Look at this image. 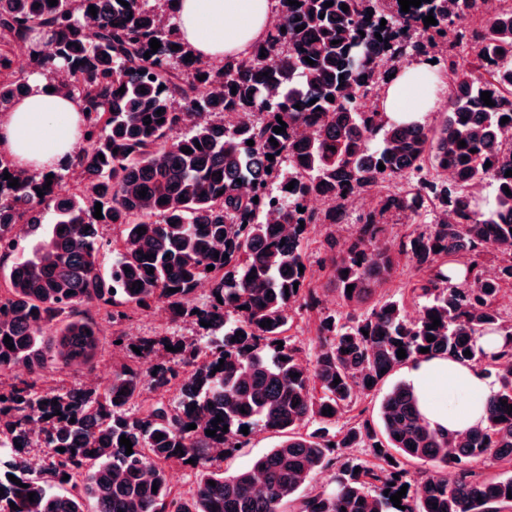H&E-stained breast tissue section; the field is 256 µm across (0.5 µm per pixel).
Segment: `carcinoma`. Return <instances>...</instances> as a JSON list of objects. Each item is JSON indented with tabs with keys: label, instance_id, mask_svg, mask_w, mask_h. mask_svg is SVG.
<instances>
[{
	"label": "carcinoma",
	"instance_id": "carcinoma-1",
	"mask_svg": "<svg viewBox=\"0 0 512 512\" xmlns=\"http://www.w3.org/2000/svg\"><path fill=\"white\" fill-rule=\"evenodd\" d=\"M126 2L0 0V113L30 91L36 72L44 88L81 101L82 134L89 135L50 185L47 174L19 172L0 152V259L24 238L38 240L0 287V376H30L21 387L0 389V512H88V502L93 512L512 506V323L497 306L502 288L512 286V194L503 190L512 191V176H505L512 170V5L486 15L480 0H421L407 13L398 0H333L329 7L327 0H280L266 39L248 57L216 66L195 55L185 61L192 49L178 33L174 0ZM429 14L437 24L426 27ZM36 30L53 50H34L31 72L15 64L14 46ZM153 38L161 44L155 53ZM464 46L472 56L461 61L455 50ZM429 52L448 77L440 126L389 124L363 108L362 99L390 74ZM483 92L494 105L484 104ZM279 117L287 127L277 134ZM430 169L448 176L431 181ZM6 172L19 186H9ZM409 174L418 175L416 183L379 193L348 241L326 233L322 266L341 303L325 310L309 280L311 230L347 223L348 197ZM487 185L491 199L481 208L477 197ZM430 209L431 223L384 239V216L414 222ZM105 225L121 227V237L104 239ZM139 227L146 232H135ZM104 249L112 252L106 269ZM488 253L498 261L492 274ZM402 258L418 274L415 317L399 300L373 299ZM202 288L207 301L189 305ZM89 304L112 325V354L124 356L112 366V380L101 390L38 388L47 374L93 369L99 327L81 316ZM160 306L172 324H197L199 336L125 332L131 314ZM292 311L318 320L312 360L289 334ZM433 316L440 319L434 329ZM266 320L271 327L261 326ZM486 332L504 336L500 350L476 345ZM422 348L496 378L482 426L451 434L431 428L404 382L381 401L378 422L359 413L338 423L376 391L381 370L424 357ZM169 390L170 402L147 396ZM218 415L222 422L212 424ZM244 426L283 440L251 467L226 475L214 462L245 444ZM212 429L215 435H206ZM122 436L132 443L130 455ZM35 440L49 460L39 475L24 458ZM344 448H370L373 460H343ZM415 461L436 472L412 475ZM172 465L195 471L188 493L170 486ZM325 469L337 470L334 489L298 496ZM404 485L402 510L390 496Z\"/></svg>",
	"mask_w": 512,
	"mask_h": 512
}]
</instances>
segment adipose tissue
Listing matches in <instances>:
<instances>
[{"instance_id": "obj_1", "label": "adipose tissue", "mask_w": 512, "mask_h": 512, "mask_svg": "<svg viewBox=\"0 0 512 512\" xmlns=\"http://www.w3.org/2000/svg\"><path fill=\"white\" fill-rule=\"evenodd\" d=\"M277 4L278 0H178L174 21L181 38L202 59L242 58L265 40ZM446 93L430 63L415 62L396 72L382 92L379 110L390 121L423 124ZM82 129L80 102L37 83L0 116V151L17 168L39 175L65 164ZM408 376L426 422L454 433L482 423L497 388L494 377L481 367L442 356L413 363Z\"/></svg>"}]
</instances>
